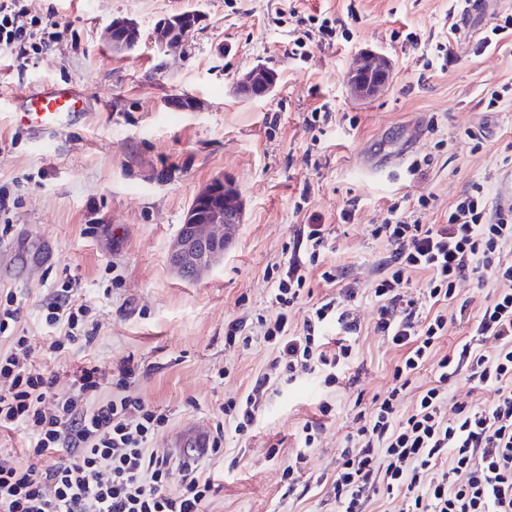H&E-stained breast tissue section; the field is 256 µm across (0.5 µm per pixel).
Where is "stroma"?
Returning a JSON list of instances; mask_svg holds the SVG:
<instances>
[{
    "label": "stroma",
    "mask_w": 512,
    "mask_h": 512,
    "mask_svg": "<svg viewBox=\"0 0 512 512\" xmlns=\"http://www.w3.org/2000/svg\"><path fill=\"white\" fill-rule=\"evenodd\" d=\"M27 17L53 16L44 50L22 66L0 56V235L5 245L24 236L18 259L0 254V289L16 292V328L28 336L34 368L66 392L72 375L93 362L103 393L121 367L136 372L132 391L169 417L153 442L173 456L175 435L200 423H223L224 401L241 397L274 356L259 334L258 316L272 313L267 273L286 261L285 249L308 215L335 225L326 263L346 269L359 291L355 315L361 366L353 387L329 389L309 376L269 390L249 437L224 428V451L200 469L215 493L205 512H337L330 482L351 432L356 398L371 400L392 384L398 354L371 330L370 288L390 251L369 227L391 203L415 205L429 196L433 220L471 183L495 190L501 159L512 144V91L496 107L488 92L512 88V40L495 47L468 43L450 29L452 0H22ZM194 12L199 22L183 47H161V20ZM138 28L139 41L118 52L108 39L113 19ZM336 33L322 38V20ZM306 37L303 56L293 41ZM449 46L451 62L437 48ZM386 55L391 73L379 93L353 96L351 66L361 53ZM276 74L273 91L247 99L238 78L255 66ZM50 82L88 92L91 105L69 125L41 138L12 118L13 99ZM189 100L191 110L171 106ZM326 107L322 131L304 119ZM482 135L477 150L468 132ZM405 151L388 172L367 169L368 148ZM430 157L423 174L408 161ZM227 176L245 203L228 248L206 274L186 280L168 254L194 195ZM353 222L340 223L348 203ZM50 243L51 255L42 252ZM72 289L87 306L90 343L55 353L56 332L41 306L52 291ZM444 304L448 331L440 352L470 339L493 352V339L473 336L458 314L461 301L478 310L483 291L474 280L457 286ZM246 322L248 346H229V322ZM329 401L330 415L318 405ZM320 425L306 452L307 488L289 491L283 468L299 446L305 422ZM278 455H270V448Z\"/></svg>",
    "instance_id": "stroma-1"
}]
</instances>
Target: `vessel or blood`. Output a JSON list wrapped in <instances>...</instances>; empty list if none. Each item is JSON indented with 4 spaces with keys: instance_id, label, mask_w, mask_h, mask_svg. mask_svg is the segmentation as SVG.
Segmentation results:
<instances>
[{
    "instance_id": "vessel-or-blood-1",
    "label": "vessel or blood",
    "mask_w": 512,
    "mask_h": 512,
    "mask_svg": "<svg viewBox=\"0 0 512 512\" xmlns=\"http://www.w3.org/2000/svg\"><path fill=\"white\" fill-rule=\"evenodd\" d=\"M501 0H462L461 10L456 19L458 34L469 35L473 30V19L496 12ZM86 97L82 90L69 84L47 83L31 92L15 106L17 122L33 129L50 132L82 112ZM180 441L189 442L196 460H204L209 454L210 435L207 429L194 427L183 431Z\"/></svg>"
}]
</instances>
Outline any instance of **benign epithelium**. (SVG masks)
I'll use <instances>...</instances> for the list:
<instances>
[{"instance_id":"1","label":"benign epithelium","mask_w":512,"mask_h":512,"mask_svg":"<svg viewBox=\"0 0 512 512\" xmlns=\"http://www.w3.org/2000/svg\"><path fill=\"white\" fill-rule=\"evenodd\" d=\"M198 21L195 13L187 18L182 14L174 15L159 24L156 38L162 45L177 46L180 41L171 34L174 23H186L193 28ZM135 33V23L125 18H116L109 26L112 46L121 51L136 46L138 39L133 37ZM389 69L390 60L385 55L372 51L363 54L351 69V92L359 98L375 95L386 83ZM239 85L249 98L265 97L273 90V86L259 78L257 67L244 73ZM244 216L243 202L231 190L229 180L222 177L212 179L193 198L187 219L178 230L170 252V264L175 272L184 278H196L210 269L224 254L228 242L225 226L243 223Z\"/></svg>"}]
</instances>
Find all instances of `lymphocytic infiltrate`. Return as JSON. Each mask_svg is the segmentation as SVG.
<instances>
[{
    "label": "lymphocytic infiltrate",
    "mask_w": 512,
    "mask_h": 512,
    "mask_svg": "<svg viewBox=\"0 0 512 512\" xmlns=\"http://www.w3.org/2000/svg\"><path fill=\"white\" fill-rule=\"evenodd\" d=\"M429 209L425 196L413 209L394 204L383 223L370 227L371 238L391 248L373 281L374 330L403 354L390 391L354 416L356 432L347 438L331 483L339 512H367L381 489L401 494L405 512H512V259L506 255L512 209L494 204L477 182L449 206L445 222L428 223ZM332 233L310 215L276 271L273 313L258 320L275 352L273 372L223 407L238 435L255 426L271 379L290 383L301 371L338 388L353 365L349 339L359 325L349 304L356 292L343 287L338 266L325 262ZM315 270L340 290L314 299L302 323L290 322L289 311L312 296ZM419 273L425 281L414 297L409 289ZM468 278L486 295L477 315H469L464 302L459 316L473 318L475 335L494 339L497 347L486 354L467 341L438 354L448 320L435 306L456 300L458 282ZM17 302L10 291L0 300V342L8 344L0 352V427L24 430L30 446L24 459L0 448V512H202L214 484L185 464L180 489L169 490L171 461L152 446L169 418L131 394L134 369H121L105 397L93 365L75 373L67 392L55 393L53 378L30 362L28 336L14 333ZM43 311L49 327L64 329L53 351L89 339L85 307L72 294L51 295ZM331 327L338 334L333 341ZM426 366L433 381L419 391L411 413L399 417L414 375ZM460 376L492 390L491 402L446 411L449 387Z\"/></svg>",
    "instance_id": "obj_1"
}]
</instances>
